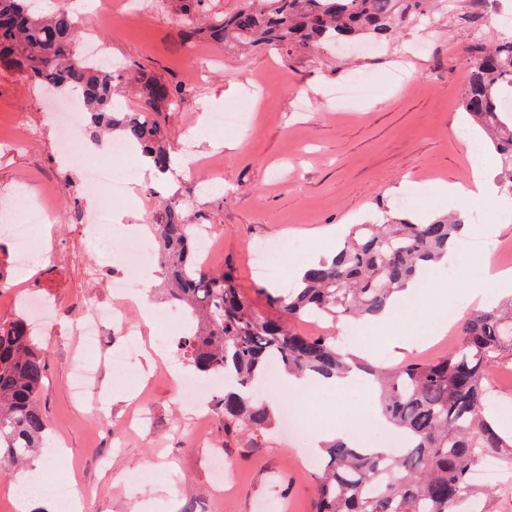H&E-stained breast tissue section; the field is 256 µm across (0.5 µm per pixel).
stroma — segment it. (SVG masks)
Masks as SVG:
<instances>
[{"instance_id":"obj_1","label":"stroma","mask_w":512,"mask_h":512,"mask_svg":"<svg viewBox=\"0 0 512 512\" xmlns=\"http://www.w3.org/2000/svg\"><path fill=\"white\" fill-rule=\"evenodd\" d=\"M81 8L85 29L95 33L103 53L182 87L181 108L161 116L170 147L181 155L193 146L210 162L201 175L191 178L180 171L165 184L137 168V189L115 204L114 224L136 243L147 234L142 222L149 213L160 212L166 202H181L218 244L211 270L232 263L240 290L261 312L269 310L265 292L275 283L254 267L256 243L272 245L284 276L295 279L308 260L335 252L353 225L402 211L400 199L408 200L403 211L413 218L449 212L447 199L435 195L433 186L467 182L477 161L494 162L493 152L479 160L467 147L461 103L468 48L478 39L492 46L512 38V28L480 14L474 0H436L429 17L370 52L287 56L201 41L195 45L199 59L219 55L224 63L199 76L184 59L186 45L173 12L132 16L126 0H82ZM356 79L377 83V92L352 101L337 98V88ZM247 98L258 102L247 128L210 130L205 140L191 141L190 128L217 104L239 108ZM303 98L309 101L304 110L299 107ZM68 102L29 85L20 74L0 72V197L52 187L59 194L55 228L38 247L40 262L19 273L8 267L10 253H0L6 266L0 274L2 320L20 314L10 295L21 281L62 311L88 295L101 301L109 295L108 258L76 227L78 214L89 207L72 193L81 171L57 165ZM22 123L35 135L28 144L11 147ZM498 207V196L487 197L464 234L468 251L456 252L453 265L436 267L434 279L402 305L387 328L356 338L376 365L448 353L458 327L423 345L434 322L421 313L438 296L459 315L470 312L465 290L482 275L476 255L484 250L483 229L496 222ZM287 241L293 242L292 251H283ZM140 283L157 318L149 325L134 323L132 339L124 327L112 326L107 343L88 354L93 374L88 399H77L71 388L79 337L59 320L38 333L49 357L41 409L53 442L61 444L68 459L67 468L56 471L57 481L69 480L84 490V512H261L273 503L277 512H310L317 458L310 437L319 426L353 418L364 420V432H373L362 389L353 386L336 396L314 387L299 394L280 392L303 430L283 428L225 442L221 416L196 424L178 383L163 374L167 364L185 373L191 367L181 349L186 328L167 318L171 304L159 269L145 267ZM131 341L137 349L125 367H113V356ZM136 390L145 396L150 419L130 430L124 420L134 408L129 395ZM211 455L219 467L208 465ZM135 473L141 484L133 489L127 478Z\"/></svg>"}]
</instances>
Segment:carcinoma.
<instances>
[{"label": "carcinoma", "mask_w": 512, "mask_h": 512, "mask_svg": "<svg viewBox=\"0 0 512 512\" xmlns=\"http://www.w3.org/2000/svg\"><path fill=\"white\" fill-rule=\"evenodd\" d=\"M180 20L183 39L226 47L297 53L344 41H387L397 29L429 12L431 0H244L234 13L212 9L213 0H163ZM33 0H0V70L17 72L47 89L81 96L84 131L97 141L120 131L162 173L173 169L167 133L159 120L183 100L180 86L140 72L142 106L121 112L116 87L132 68L79 55L77 13L58 8L44 16ZM462 108L492 146L502 178L512 182V111L501 107L512 88V39L493 47L476 42L469 58ZM456 217L424 222L383 215L356 224L330 260L308 265L301 280L267 295L281 317L261 313L238 287L233 264L210 272L197 262L192 225L175 202L151 225L172 302L196 319L183 341L196 370L231 381L216 401L224 437L266 434L275 427L260 389L272 366L303 376L345 375L357 368L377 384L383 415L406 447L363 451L327 445L317 460L312 512H500L501 489L481 488L471 474L487 457L512 469V432H499L494 394L486 385L491 362L512 352V298L470 313L460 340L433 361L392 367L356 361L336 340L288 328L302 317L362 318L381 311L394 293L417 283L421 271L448 254L460 236ZM47 352L23 317L0 320V473L36 470L50 437L39 396L47 377Z\"/></svg>", "instance_id": "cac0c4a2"}]
</instances>
